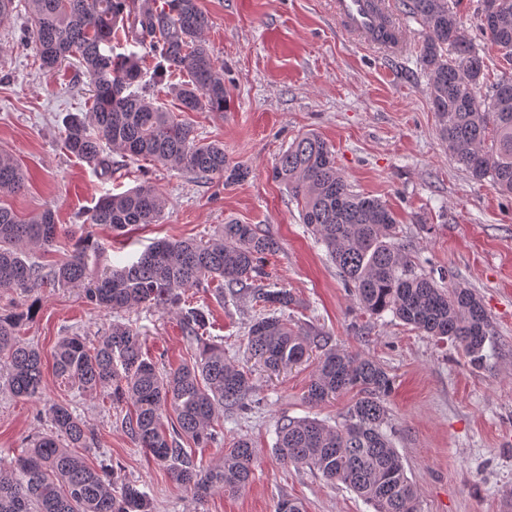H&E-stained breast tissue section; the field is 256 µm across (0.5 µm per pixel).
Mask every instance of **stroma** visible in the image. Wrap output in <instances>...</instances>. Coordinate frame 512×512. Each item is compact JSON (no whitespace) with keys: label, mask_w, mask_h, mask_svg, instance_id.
Segmentation results:
<instances>
[{"label":"stroma","mask_w":512,"mask_h":512,"mask_svg":"<svg viewBox=\"0 0 512 512\" xmlns=\"http://www.w3.org/2000/svg\"><path fill=\"white\" fill-rule=\"evenodd\" d=\"M330 2L199 0L210 19L206 44L224 68L228 96L223 111L187 118L200 141L222 142L228 163L248 168L244 180L227 184L116 152L104 175L71 155L64 147L65 118L90 110L88 80L75 63L41 68L24 0H15L11 19L0 24V151L29 179L0 202L22 217L54 210L61 244L31 251L41 264L86 245L93 267L121 266L162 238L206 240L229 219L258 225L279 244L264 263V281L294 295L293 321L317 325L329 345L377 360L392 377L393 442L420 491L422 512H512V198L490 181L473 180L449 157L418 61L423 25L399 14L411 47L392 59L342 34ZM308 132L331 145L355 192L389 205L419 269L438 280L454 276L477 293L497 332L488 368L471 367L457 343L426 335L391 313L370 316L358 308L295 200L271 178L280 154ZM144 180L167 200L159 223L122 236L88 223L101 196ZM192 300L207 313V336L251 372V398L260 407L246 416H221L219 440L192 448L191 459L198 466L219 464L225 448L250 439L258 459L245 490L197 499L123 430L132 405L114 403L107 392L81 393L57 376L53 354L62 337L93 339L117 320L137 323L159 366L175 368L190 357L175 315L144 307L116 315L89 306L77 288L47 285L30 297L0 290V314L33 307L19 334L43 358L41 398H17L0 387V461L10 462L46 432L45 405L58 402L97 435L87 461L112 464L153 498L156 512H276L285 498L302 501L307 512H372L344 485L272 452L280 419L310 416L336 424L352 394L310 406L305 395L315 358L280 373L250 358L244 337L260 306L223 301L211 291Z\"/></svg>","instance_id":"1"}]
</instances>
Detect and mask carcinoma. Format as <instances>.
<instances>
[{
  "label": "carcinoma",
  "mask_w": 512,
  "mask_h": 512,
  "mask_svg": "<svg viewBox=\"0 0 512 512\" xmlns=\"http://www.w3.org/2000/svg\"><path fill=\"white\" fill-rule=\"evenodd\" d=\"M455 0H402L406 14L428 31L420 47L439 132L448 154L477 181L490 180L512 197V77L502 76L489 94H480L485 64L474 38L454 7ZM40 65L54 69L79 60L93 88L88 112L66 122L65 149L87 165L109 171L104 150L125 157L171 165L200 178L244 179V168H228L224 145L197 140L193 126L158 106L150 87L176 72L189 80L173 87L182 112L224 111V68L217 66L204 39L207 14L197 0H165L152 9L148 0H26ZM479 30L512 55V0H499L490 21ZM147 50L152 60L144 80L142 59L112 52V38ZM300 206L302 223L336 264L345 288L369 315L393 317L440 339L458 343L476 369L488 366L486 344L495 327L467 286H443L416 272L400 242L398 224L381 200L354 192L336 167L332 148L319 135L295 139L272 168ZM25 175L13 157L0 153V196L23 185ZM166 200L150 182L101 198L89 213L117 235L130 226L157 223ZM60 229L52 210L28 218L0 205V289L29 294L47 284L82 289L85 301L113 313L145 306L179 317L193 362L162 373L144 350L132 322H114L97 337L65 336L55 351L58 375L89 393L112 390V400L131 402L135 414L124 420L134 443L165 466L176 483L199 497L249 486L256 451L246 438L224 450L222 463L198 467L182 441L204 448L215 440L219 413L252 411L250 372L224 358V345L207 337L206 314L185 295L216 282L219 298L262 305L266 313L248 327L251 356L279 372L308 355L311 337L321 332L286 317L294 296L286 288H266L259 262L279 250L278 242L254 224L225 222L207 241L164 238L136 261L88 277L86 249L77 248L55 264L30 260L29 247L56 246ZM24 314L0 315V375L20 398L42 395L39 350L18 339ZM393 380L377 361L321 345V355L306 399L317 406L354 391L356 399L342 421L331 426L317 418L277 424L274 454L283 463L306 468L325 480L344 484L374 512H420V495L394 448L386 398ZM176 421L166 429L164 412ZM50 429L22 455L0 467V512H154L152 499L111 465L94 467L83 452L94 433L69 406L48 408Z\"/></svg>",
  "instance_id": "obj_1"
}]
</instances>
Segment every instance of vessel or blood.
Returning a JSON list of instances; mask_svg holds the SVG:
<instances>
[{
	"label": "vessel or blood",
	"mask_w": 512,
	"mask_h": 512,
	"mask_svg": "<svg viewBox=\"0 0 512 512\" xmlns=\"http://www.w3.org/2000/svg\"><path fill=\"white\" fill-rule=\"evenodd\" d=\"M334 9L343 30L354 38L394 53L405 48V31L394 22L386 0H334Z\"/></svg>",
	"instance_id": "1"
}]
</instances>
